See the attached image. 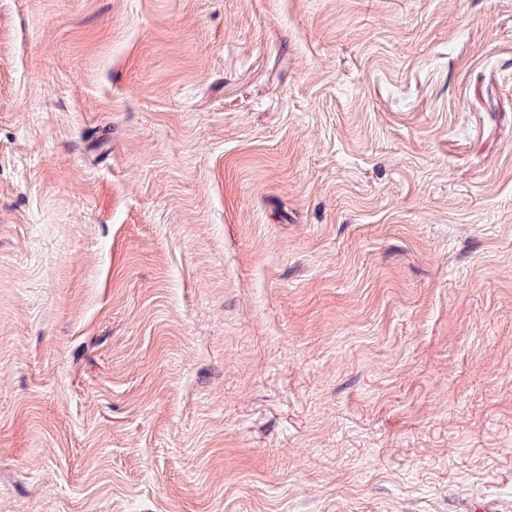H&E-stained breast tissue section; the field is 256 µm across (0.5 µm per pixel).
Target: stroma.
<instances>
[{"label": "stroma", "mask_w": 512, "mask_h": 512, "mask_svg": "<svg viewBox=\"0 0 512 512\" xmlns=\"http://www.w3.org/2000/svg\"><path fill=\"white\" fill-rule=\"evenodd\" d=\"M0 512H512V0H0Z\"/></svg>", "instance_id": "obj_1"}]
</instances>
